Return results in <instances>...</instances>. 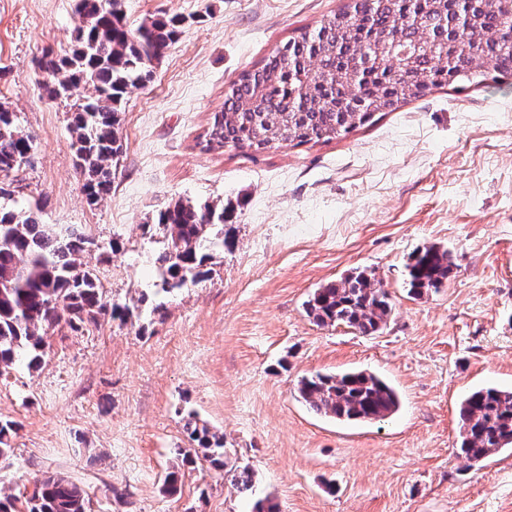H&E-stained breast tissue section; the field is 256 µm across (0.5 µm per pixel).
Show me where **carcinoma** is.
Segmentation results:
<instances>
[{"label":"carcinoma","instance_id":"carcinoma-1","mask_svg":"<svg viewBox=\"0 0 512 512\" xmlns=\"http://www.w3.org/2000/svg\"><path fill=\"white\" fill-rule=\"evenodd\" d=\"M82 24L71 46L62 53L46 52L39 68L51 77L46 84L53 98H74L67 128L75 167L84 180L88 205L112 191V176L122 154L117 135L122 104L129 89L145 82L148 67L180 33L182 19L161 17L133 28L127 24L122 0H76ZM450 35L448 52L461 65L439 68L442 46L415 55L407 74L385 66L364 80L362 106L350 105L348 69L340 53L363 47L396 45L411 48L422 37L434 41ZM323 77L308 93L310 107L301 109L295 75L312 61ZM512 74V0H474L470 11L459 0H350L315 29H300L259 66L243 72L224 93V109L212 115L208 134L223 147H247L255 153L281 138L293 147L329 143L370 125L377 115L393 112L411 98L449 84H479L488 75ZM31 136L18 124L16 113L0 105V199L4 187L21 167ZM224 207H196L178 200L160 212L143 234L159 245L156 263L161 291L170 293L206 277L210 250L222 248ZM100 249L98 239L79 224L57 227L41 221L32 209L0 203V366L24 361L40 366L44 336L62 315L74 331L97 322L101 314L125 321L129 307L107 305L99 271L81 256ZM453 262L448 250L435 245L416 251L407 265L409 292L419 296L448 282ZM308 317L319 326L345 325L364 336L380 331L392 312L387 291L371 273L358 271L317 288L304 303ZM297 391L309 408L338 420L381 422L400 408L396 389L362 370L340 375L316 374L298 380ZM13 420L0 419V458L13 452ZM193 448L177 449L180 465L165 476L170 494L179 490L181 468L203 458L225 471L229 458L224 437L205 425L187 424ZM512 447V388L483 387L460 403L457 453L471 467H481L492 455ZM233 487L253 491L252 471L235 468ZM85 489L53 473L38 481L31 495H0V512H88Z\"/></svg>","mask_w":512,"mask_h":512}]
</instances>
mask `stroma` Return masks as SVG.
Masks as SVG:
<instances>
[{"label":"stroma","mask_w":512,"mask_h":512,"mask_svg":"<svg viewBox=\"0 0 512 512\" xmlns=\"http://www.w3.org/2000/svg\"><path fill=\"white\" fill-rule=\"evenodd\" d=\"M347 2L123 0L131 25L185 22L130 89L112 191L91 207L70 102L47 97L38 66L46 49H68L75 0H0V104L34 139L16 204L47 224L91 225L101 245L119 239L109 259L82 260L99 268L105 301L131 311L78 333L56 325L38 369L0 372V418L18 424L0 492L30 494L56 471L83 485L92 512H252L265 497L278 512H512V452L476 470L456 451L466 392L512 388V76L435 89L329 143L255 156L199 145L243 71ZM178 199L233 217L207 277L165 294L142 227ZM431 244L453 274L410 295L406 265ZM356 270L388 291L386 326L314 324L304 301ZM351 369L389 381L397 414L341 421L297 393L302 376ZM191 419L252 469V493L205 468L165 493Z\"/></svg>","instance_id":"stroma-1"}]
</instances>
